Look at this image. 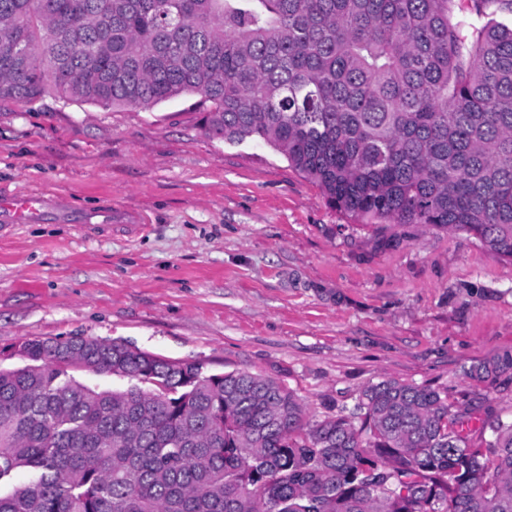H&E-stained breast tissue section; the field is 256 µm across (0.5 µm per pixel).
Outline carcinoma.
<instances>
[{
    "label": "carcinoma",
    "instance_id": "1",
    "mask_svg": "<svg viewBox=\"0 0 512 512\" xmlns=\"http://www.w3.org/2000/svg\"><path fill=\"white\" fill-rule=\"evenodd\" d=\"M465 2L0 0V101L196 94L207 134L273 148L331 208L512 260V0ZM10 356L0 512H512V417L467 393L381 379L312 420L271 378L110 340ZM94 372L133 382L75 378Z\"/></svg>",
    "mask_w": 512,
    "mask_h": 512
}]
</instances>
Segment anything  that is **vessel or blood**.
Here are the masks:
<instances>
[{"instance_id":"b4317fda","label":"vessel or blood","mask_w":512,"mask_h":512,"mask_svg":"<svg viewBox=\"0 0 512 512\" xmlns=\"http://www.w3.org/2000/svg\"><path fill=\"white\" fill-rule=\"evenodd\" d=\"M123 220V215L108 206L84 213L72 209L64 197L57 195L0 193V230L15 224H81L108 228Z\"/></svg>"}]
</instances>
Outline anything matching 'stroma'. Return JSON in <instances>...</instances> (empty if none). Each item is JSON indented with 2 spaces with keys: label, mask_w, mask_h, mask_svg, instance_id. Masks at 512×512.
<instances>
[{
  "label": "stroma",
  "mask_w": 512,
  "mask_h": 512,
  "mask_svg": "<svg viewBox=\"0 0 512 512\" xmlns=\"http://www.w3.org/2000/svg\"><path fill=\"white\" fill-rule=\"evenodd\" d=\"M186 95L148 109L0 103V192L48 190L148 227L20 224L0 237V364L35 337L121 339L294 389L315 418L384 378L512 414V261L420 224H360L271 148L206 135ZM511 371L512 354L504 353L472 365L469 369L464 370L463 375L472 381L486 382L494 381L507 373L511 374Z\"/></svg>",
  "instance_id": "stroma-1"
}]
</instances>
